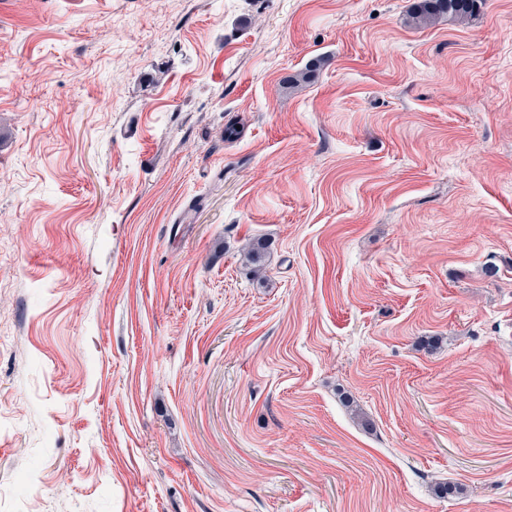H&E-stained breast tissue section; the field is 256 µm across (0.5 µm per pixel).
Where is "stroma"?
Segmentation results:
<instances>
[{
	"label": "stroma",
	"mask_w": 512,
	"mask_h": 512,
	"mask_svg": "<svg viewBox=\"0 0 512 512\" xmlns=\"http://www.w3.org/2000/svg\"><path fill=\"white\" fill-rule=\"evenodd\" d=\"M416 2L0 0V512H512V0ZM485 0H420L414 16L416 24H427L442 18L467 20L476 16Z\"/></svg>",
	"instance_id": "stroma-1"
}]
</instances>
